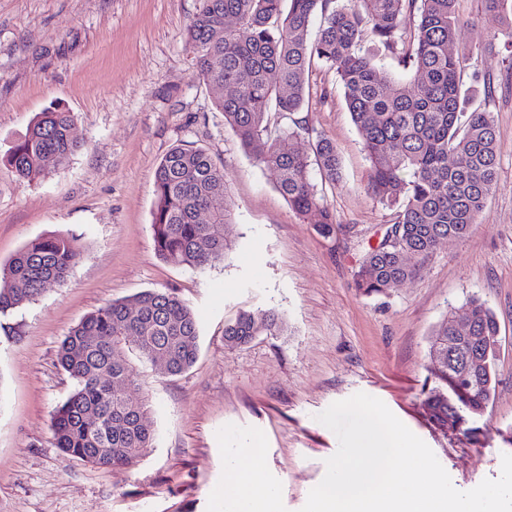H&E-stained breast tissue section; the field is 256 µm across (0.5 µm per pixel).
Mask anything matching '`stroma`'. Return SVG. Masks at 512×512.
<instances>
[{"mask_svg":"<svg viewBox=\"0 0 512 512\" xmlns=\"http://www.w3.org/2000/svg\"><path fill=\"white\" fill-rule=\"evenodd\" d=\"M200 0H0V264L37 238L69 233L83 255L67 281L0 313V512H217L224 463L257 442L279 512H300L323 479L336 435L317 416L363 392L379 398L435 453L461 491L498 478L512 454V62L485 50L501 26L482 0H457L469 22L452 47L464 89L491 112L501 145L496 186L471 233L440 242L415 278L368 297L353 281L391 208L363 191L370 167L335 70L317 63L295 121L330 138L342 181L325 187L336 229L298 216L273 170L246 153L214 92L193 76L185 30ZM494 78L484 96L475 74ZM61 106L80 149L44 176L15 179L4 161L34 116ZM300 134L295 149L309 152ZM180 144L224 168L235 202L216 232L230 245L205 272L164 262L153 241L154 172ZM145 290L175 293L195 311L199 356L186 373L137 369L152 409V448L133 466L99 468L56 448L55 408L74 382L57 363L71 327ZM479 297L499 324L497 385L466 434L437 427L429 346L450 308ZM242 310H273L284 331L224 343Z\"/></svg>","mask_w":512,"mask_h":512,"instance_id":"1","label":"stroma"}]
</instances>
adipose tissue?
Instances as JSON below:
<instances>
[{
	"label": "adipose tissue",
	"instance_id": "obj_1",
	"mask_svg": "<svg viewBox=\"0 0 512 512\" xmlns=\"http://www.w3.org/2000/svg\"><path fill=\"white\" fill-rule=\"evenodd\" d=\"M278 491L263 476L257 448L236 449L225 467L219 512H278Z\"/></svg>",
	"mask_w": 512,
	"mask_h": 512
}]
</instances>
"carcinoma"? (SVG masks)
Here are the masks:
<instances>
[{
    "mask_svg": "<svg viewBox=\"0 0 512 512\" xmlns=\"http://www.w3.org/2000/svg\"><path fill=\"white\" fill-rule=\"evenodd\" d=\"M457 0H201L185 32L194 57V75L223 88L217 110L249 156L274 170L277 187L292 210L318 216V230L333 233L336 217L314 182H341L340 159L323 134L312 140L313 157L289 141L302 129L271 128V113L300 111L309 94V70L318 60L336 71L345 104L362 135L370 163L365 192L395 209L399 246H372L354 274L366 296L385 295L417 274L440 241L466 237L477 223L497 179L500 143L493 116L464 111L463 61L450 52L465 28ZM485 10L505 19L494 36L512 50V5L483 0ZM321 16L318 38L310 23ZM372 36L391 50L399 77L378 65L363 48ZM73 115L53 108L36 115L5 161L20 181L45 172L47 155L64 165L80 148ZM153 240L158 256L176 266L204 270L229 250L224 238L199 221L203 210L229 222L234 204L224 170L202 148H171L154 173ZM81 259L77 239L54 234L20 250L4 266L0 313L21 307L53 283L66 281ZM137 316H130L131 310ZM475 316V337L453 338L448 313L434 330L431 345L451 357L425 404L443 427L457 415H483L496 384L499 330L493 312L473 296L460 310ZM283 327L272 310L241 311L224 324V343L240 346ZM198 318L187 302L166 291L146 290L106 304L82 318L61 340L57 362L75 382L72 394L52 416L55 445L62 452L104 468L138 461L154 440L146 400L127 359L144 364L157 353L168 376L185 373L198 356ZM127 381L130 395L113 389ZM470 385L466 401L453 382Z\"/></svg>",
    "mask_w": 512,
    "mask_h": 512,
    "instance_id": "obj_1",
    "label": "carcinoma"
}]
</instances>
